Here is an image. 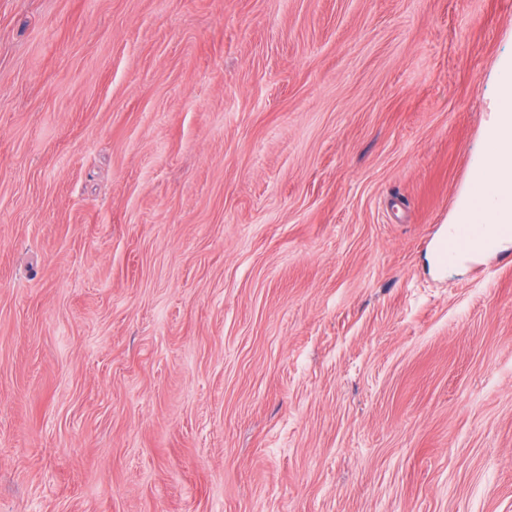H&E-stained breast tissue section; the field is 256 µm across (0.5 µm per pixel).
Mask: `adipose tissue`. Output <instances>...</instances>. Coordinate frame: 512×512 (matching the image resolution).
<instances>
[{"label":"adipose tissue","mask_w":512,"mask_h":512,"mask_svg":"<svg viewBox=\"0 0 512 512\" xmlns=\"http://www.w3.org/2000/svg\"><path fill=\"white\" fill-rule=\"evenodd\" d=\"M489 131L493 139V159L489 169L478 175L482 194L465 203L457 220L489 228L512 224V84L503 86Z\"/></svg>","instance_id":"ef3b65f1"}]
</instances>
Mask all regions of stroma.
I'll list each match as a JSON object with an SVG mask.
<instances>
[{
    "instance_id": "1",
    "label": "stroma",
    "mask_w": 512,
    "mask_h": 512,
    "mask_svg": "<svg viewBox=\"0 0 512 512\" xmlns=\"http://www.w3.org/2000/svg\"><path fill=\"white\" fill-rule=\"evenodd\" d=\"M512 0H0V512H512ZM489 131L493 139V159L488 170H482L476 179L483 184V192L466 202L455 216L464 221L452 238L439 245L442 264L453 262L468 251L472 239L483 235L485 254L500 250L495 233L483 234L480 224L492 228L498 224H512V84L503 86L499 93L496 112H492ZM504 137H508L506 143Z\"/></svg>"
}]
</instances>
